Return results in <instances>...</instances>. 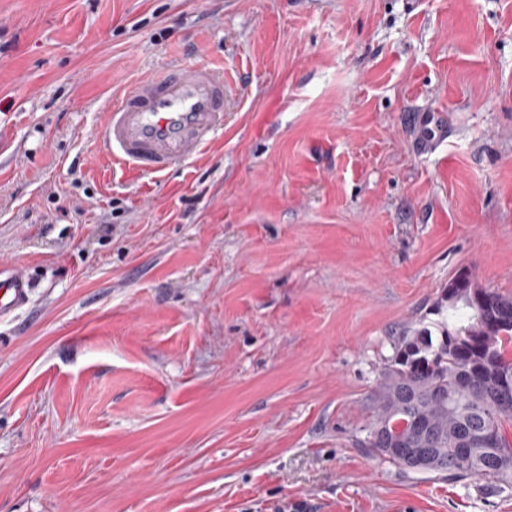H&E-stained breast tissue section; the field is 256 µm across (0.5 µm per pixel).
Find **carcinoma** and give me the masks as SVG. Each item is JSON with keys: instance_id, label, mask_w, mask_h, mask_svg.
Masks as SVG:
<instances>
[{"instance_id": "obj_1", "label": "carcinoma", "mask_w": 512, "mask_h": 512, "mask_svg": "<svg viewBox=\"0 0 512 512\" xmlns=\"http://www.w3.org/2000/svg\"><path fill=\"white\" fill-rule=\"evenodd\" d=\"M439 319L393 342L376 388L372 447L405 469L450 479L512 481V298L457 272Z\"/></svg>"}]
</instances>
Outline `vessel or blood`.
Wrapping results in <instances>:
<instances>
[{
  "label": "vessel or blood",
  "instance_id": "b4317fda",
  "mask_svg": "<svg viewBox=\"0 0 512 512\" xmlns=\"http://www.w3.org/2000/svg\"><path fill=\"white\" fill-rule=\"evenodd\" d=\"M417 148L429 152L448 135L441 111L413 117ZM224 123V75L204 64L174 62L158 75L123 90L106 112L99 152L121 169L158 175L206 148ZM29 281L14 267H0V312L26 303Z\"/></svg>",
  "mask_w": 512,
  "mask_h": 512
}]
</instances>
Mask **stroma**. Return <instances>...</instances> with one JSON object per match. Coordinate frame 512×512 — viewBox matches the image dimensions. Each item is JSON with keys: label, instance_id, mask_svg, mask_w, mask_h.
<instances>
[{"label": "stroma", "instance_id": "1", "mask_svg": "<svg viewBox=\"0 0 512 512\" xmlns=\"http://www.w3.org/2000/svg\"><path fill=\"white\" fill-rule=\"evenodd\" d=\"M176 60L223 129L112 167L115 95ZM1 264L0 512H512L370 445L449 279L512 297V0H0ZM417 127V149L428 153L436 144L443 142L448 135V124L439 110H423L414 114ZM0 288V312L16 309L27 302L29 279L23 271L14 267L1 266Z\"/></svg>", "mask_w": 512, "mask_h": 512}]
</instances>
